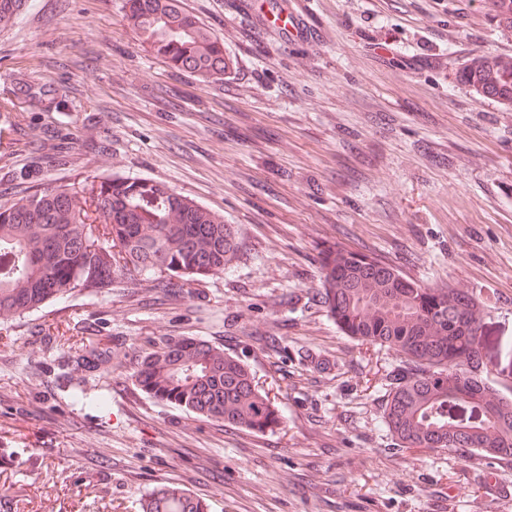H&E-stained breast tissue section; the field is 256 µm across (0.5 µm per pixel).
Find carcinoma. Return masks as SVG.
Segmentation results:
<instances>
[{"instance_id":"cac0c4a2","label":"carcinoma","mask_w":512,"mask_h":512,"mask_svg":"<svg viewBox=\"0 0 512 512\" xmlns=\"http://www.w3.org/2000/svg\"><path fill=\"white\" fill-rule=\"evenodd\" d=\"M180 0H125L142 42L178 73L201 81L224 74V43ZM492 21L512 35V0H493ZM474 95L512 106V58L478 55L457 73ZM37 171L16 179L28 194L0 206V319L9 320L142 280L163 289L224 273L237 260L236 229L224 216L152 178H85L67 188L35 185ZM318 299L347 336L400 356L386 391L383 422L406 449L451 448L512 461V402L487 382L477 297L430 288L374 257L329 246L319 259ZM93 371L105 349L72 357ZM135 386L154 400L253 432L272 431L282 415L249 366L224 346L167 336L138 351ZM146 512H211L181 489L153 492Z\"/></svg>"}]
</instances>
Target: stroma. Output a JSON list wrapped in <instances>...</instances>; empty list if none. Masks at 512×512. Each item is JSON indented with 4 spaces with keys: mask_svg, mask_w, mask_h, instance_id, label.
I'll return each mask as SVG.
<instances>
[{
    "mask_svg": "<svg viewBox=\"0 0 512 512\" xmlns=\"http://www.w3.org/2000/svg\"><path fill=\"white\" fill-rule=\"evenodd\" d=\"M288 3L312 40L282 42L248 0H181L234 62L211 83L143 46L124 0H25L0 24V103L17 106L0 112V205L24 194L17 167L62 187L147 177L241 243L230 270L176 293L116 283L0 321V512H141L169 485L212 512H512V462L396 444L382 413L398 355L314 299L331 245L476 295L489 382L512 401V108L456 80L477 55L512 58V36L491 0ZM163 336L248 363L279 428L139 391L135 351ZM96 346L110 364H69Z\"/></svg>",
    "mask_w": 512,
    "mask_h": 512,
    "instance_id": "stroma-1",
    "label": "stroma"
}]
</instances>
